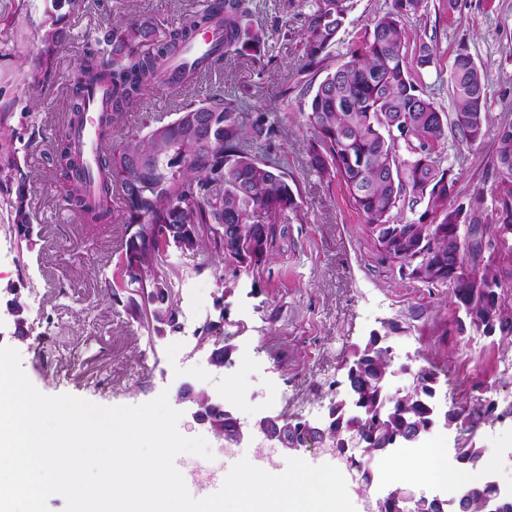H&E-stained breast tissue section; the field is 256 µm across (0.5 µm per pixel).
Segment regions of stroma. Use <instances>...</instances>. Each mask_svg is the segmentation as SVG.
I'll return each mask as SVG.
<instances>
[{
	"label": "stroma",
	"instance_id": "stroma-1",
	"mask_svg": "<svg viewBox=\"0 0 512 512\" xmlns=\"http://www.w3.org/2000/svg\"><path fill=\"white\" fill-rule=\"evenodd\" d=\"M200 0H85L71 15L72 38L60 53L54 79L44 80L34 65L50 0H0V346L17 350L22 368L43 394H70L103 407L137 406L159 395L175 399L181 384L225 397L243 429L263 416L320 421L346 385L355 350L368 336H387L394 353L415 352L421 366L436 369L441 407L491 398L512 401V344L460 329L447 286L409 279L400 262L385 258L363 216L348 202L340 181L326 182L309 172L308 134L297 111L300 91L319 82L303 71L305 45L299 33L276 34L284 17L279 0H255V27L269 32L263 67L250 58H232L187 87H168L145 96L124 112L115 134L145 133L144 118L169 122L187 98L232 94L252 111L276 113L282 121L277 158L300 190L299 210L260 270L245 272L208 250L171 253L178 269L173 300L181 328L158 335L148 320L127 316L122 304L100 293L97 282L125 240L120 196H113L108 224L80 223L59 201L65 183L48 158L51 128L63 116L69 95L66 76L86 51L89 33L132 17L173 22ZM390 0H356L336 38L331 60L339 64L359 45ZM406 46L433 36L439 72L424 74V90L442 111L454 109L448 90L449 67L464 47L485 71L491 126L512 123V0H458L454 13L441 0H428L422 20L408 23ZM497 142L486 135L469 147L448 141L438 147L441 168L458 178L461 201L489 188ZM31 174L29 206L39 230L33 245L11 232L7 179L11 160ZM24 307L28 334L12 337L7 303ZM231 350V362L214 369L207 357L215 346ZM186 437L204 438L211 458L185 453L179 465L194 477L195 492L228 474L230 454L222 438L196 426L189 415L177 424ZM493 478L512 491V420L494 421L479 432ZM374 473L372 485L348 483L355 512L366 499L396 487L387 460L356 449Z\"/></svg>",
	"mask_w": 512,
	"mask_h": 512
}]
</instances>
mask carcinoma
Here are the masks:
<instances>
[{"instance_id": "cac0c4a2", "label": "carcinoma", "mask_w": 512, "mask_h": 512, "mask_svg": "<svg viewBox=\"0 0 512 512\" xmlns=\"http://www.w3.org/2000/svg\"><path fill=\"white\" fill-rule=\"evenodd\" d=\"M254 0H204L172 25L126 20L87 35L99 50L69 74L66 119L52 129L54 166L67 183L63 208L84 224L112 219V192H120L126 238L114 271L101 274L100 292L122 304L138 319L147 295L166 298L178 271L169 266V250L181 253L206 248L246 272L260 269L277 243V223L297 212V196L288 173L273 158L278 125L265 112L245 116L236 98L187 99L166 124L145 123L146 133L113 143L117 117L144 95L167 85L173 62L200 31L213 29V51L184 72V84L223 59L244 55L261 64L264 37L252 23ZM68 7V12L59 10ZM83 0H52L46 10L36 63L44 78L56 71L61 49L71 40L66 17L82 9ZM354 0H313L300 35L306 45L303 71L326 72L315 87L302 90L299 111L310 132L306 144L310 169L326 180L339 179L353 207L376 237L380 251L409 267L408 277L448 286L460 330L470 326L485 336L512 337V312L493 298L512 279V123L500 125L492 160L494 201L485 212L484 190L472 200L453 204L458 179L440 168L436 148L448 133L470 146L483 140L490 116L486 77L465 48L455 53L449 83L455 112L442 111L418 78L440 67L434 45L420 40L412 57L405 48V25L428 11V0H391L374 19L350 59L330 62V49ZM103 84L109 101L99 119L102 145L97 173L86 174V159L76 144L87 92ZM212 125L211 140L199 138L197 124ZM404 148L407 157L399 154ZM8 180L11 228L28 244L35 224L28 204L29 173L12 160ZM410 211L424 207L416 219L394 213L399 204ZM494 238L509 267L482 264L477 235ZM469 273L454 274L455 267ZM492 282L498 292L482 285ZM156 331L178 324V311L156 305ZM387 337L373 334L356 351L347 380L354 400H336L332 434L336 441L356 435L366 448L387 455L414 444L437 424L456 434L454 454L468 468L484 460L475 440L482 425L497 416L496 401L479 398L466 407L442 413L435 403L437 373L422 369L412 385L390 390L393 375ZM466 512H483L496 498L491 487L466 488Z\"/></svg>"}]
</instances>
